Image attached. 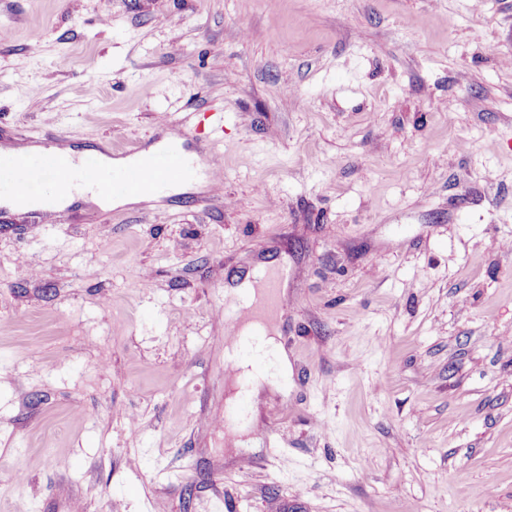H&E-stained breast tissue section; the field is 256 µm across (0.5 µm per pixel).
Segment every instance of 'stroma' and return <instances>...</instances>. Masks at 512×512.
<instances>
[{
  "label": "stroma",
  "instance_id": "1",
  "mask_svg": "<svg viewBox=\"0 0 512 512\" xmlns=\"http://www.w3.org/2000/svg\"><path fill=\"white\" fill-rule=\"evenodd\" d=\"M1 27L0 146L197 126L223 178L0 207V512H512V0H0ZM260 267L290 372L228 426L224 295Z\"/></svg>",
  "mask_w": 512,
  "mask_h": 512
}]
</instances>
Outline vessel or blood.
Returning <instances> with one entry per match:
<instances>
[{
    "mask_svg": "<svg viewBox=\"0 0 512 512\" xmlns=\"http://www.w3.org/2000/svg\"><path fill=\"white\" fill-rule=\"evenodd\" d=\"M207 176L211 181H220L222 167L218 157L204 161L191 160L180 151L170 149L152 157H140L137 164L108 170L97 159H86L85 163L75 164L59 157L53 149L41 154L28 153L0 154V197L42 196L45 184L75 185L91 183L103 193L124 196L131 193L151 195L165 194L176 182ZM283 302L278 292V278L266 274L253 308L257 314L273 312ZM240 319L232 301L224 303V343L239 344Z\"/></svg>",
    "mask_w": 512,
    "mask_h": 512,
    "instance_id": "obj_1",
    "label": "vessel or blood"
}]
</instances>
